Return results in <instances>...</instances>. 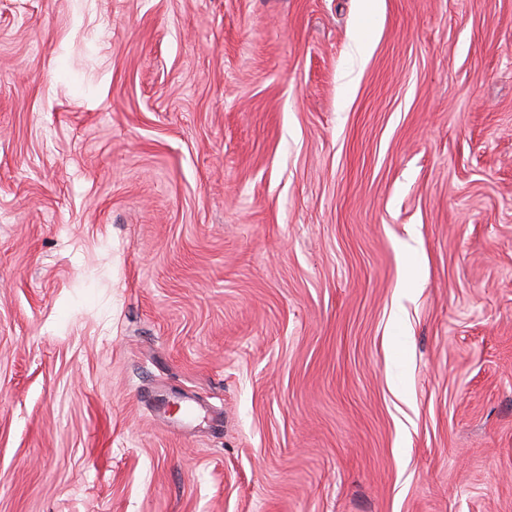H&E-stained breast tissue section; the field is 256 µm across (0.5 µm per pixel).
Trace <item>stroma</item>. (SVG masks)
Wrapping results in <instances>:
<instances>
[{"label":"stroma","instance_id":"stroma-1","mask_svg":"<svg viewBox=\"0 0 512 512\" xmlns=\"http://www.w3.org/2000/svg\"><path fill=\"white\" fill-rule=\"evenodd\" d=\"M360 6L0 0V512H512V0Z\"/></svg>","mask_w":512,"mask_h":512}]
</instances>
